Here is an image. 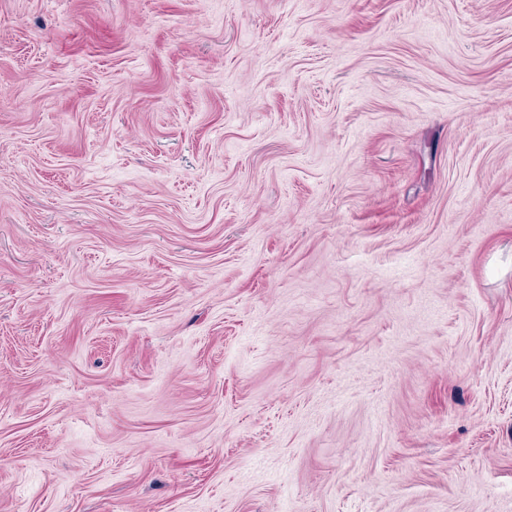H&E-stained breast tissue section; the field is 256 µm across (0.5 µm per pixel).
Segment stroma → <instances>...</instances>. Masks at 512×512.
I'll list each match as a JSON object with an SVG mask.
<instances>
[{
  "instance_id": "1",
  "label": "stroma",
  "mask_w": 512,
  "mask_h": 512,
  "mask_svg": "<svg viewBox=\"0 0 512 512\" xmlns=\"http://www.w3.org/2000/svg\"><path fill=\"white\" fill-rule=\"evenodd\" d=\"M0 512H512V0H0Z\"/></svg>"
}]
</instances>
